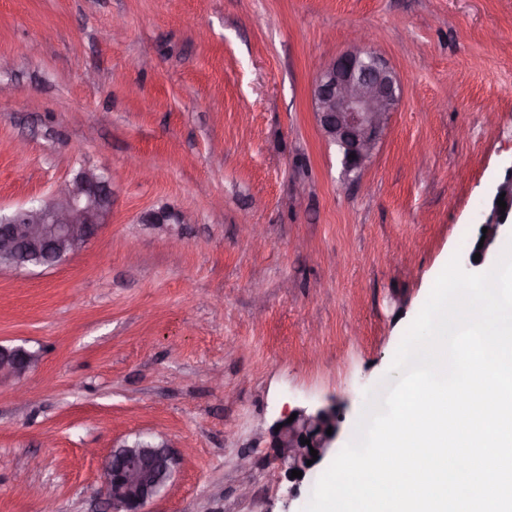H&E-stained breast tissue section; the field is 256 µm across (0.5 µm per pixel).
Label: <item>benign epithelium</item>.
I'll list each match as a JSON object with an SVG mask.
<instances>
[{
    "mask_svg": "<svg viewBox=\"0 0 512 512\" xmlns=\"http://www.w3.org/2000/svg\"><path fill=\"white\" fill-rule=\"evenodd\" d=\"M400 99L393 68L365 44L352 46L319 72L312 88V107L323 139L336 146L348 172L366 166ZM506 202L499 208L498 198ZM112 210L108 175L82 165L49 197L0 215V259L14 269L55 267L93 240ZM142 224L182 223L167 208L149 210ZM512 226V166L492 194L480 227L487 228L483 246L474 247L485 264L495 260L502 227ZM39 362V354L22 345H0V381L19 378ZM294 420H289L291 413ZM341 418L336 406L294 408L267 430L269 448L279 474L294 484L323 460L336 440ZM332 430L327 434L326 430ZM306 443H301V440ZM318 451L317 456L310 449ZM314 463L307 464V461ZM178 459L165 441L137 439L114 449L102 468V492L109 512H144L170 480ZM299 470L302 477H291Z\"/></svg>",
    "mask_w": 512,
    "mask_h": 512,
    "instance_id": "benign-epithelium-1",
    "label": "benign epithelium"
}]
</instances>
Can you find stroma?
<instances>
[{
    "label": "stroma",
    "mask_w": 512,
    "mask_h": 512,
    "mask_svg": "<svg viewBox=\"0 0 512 512\" xmlns=\"http://www.w3.org/2000/svg\"><path fill=\"white\" fill-rule=\"evenodd\" d=\"M366 38L400 101L345 174L314 119L323 66ZM0 211L79 165L112 180L94 240L0 268V512H105L114 446L179 463L144 512H303L264 434L366 390L512 166V0H0ZM162 207L183 221L140 223ZM39 362V354L22 345H0V381L19 378Z\"/></svg>",
    "instance_id": "stroma-1"
}]
</instances>
